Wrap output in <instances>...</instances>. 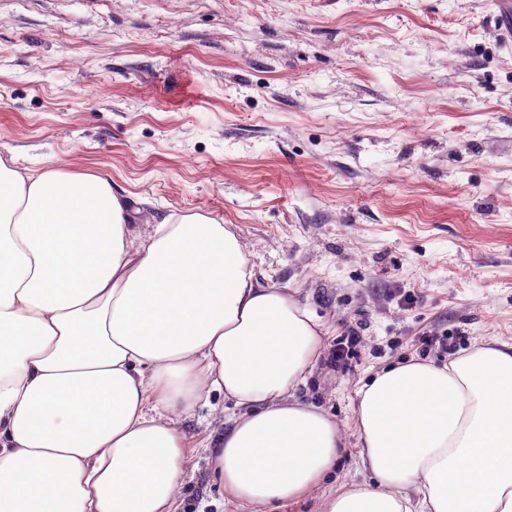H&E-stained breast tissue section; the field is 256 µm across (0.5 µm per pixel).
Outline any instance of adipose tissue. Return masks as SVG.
Segmentation results:
<instances>
[{
  "label": "adipose tissue",
  "instance_id": "1",
  "mask_svg": "<svg viewBox=\"0 0 512 512\" xmlns=\"http://www.w3.org/2000/svg\"><path fill=\"white\" fill-rule=\"evenodd\" d=\"M127 221L109 177L0 157V512H176L180 421L215 394L225 501L307 498L346 444L296 397L321 325L215 219L169 214L137 249ZM353 423L370 478L323 512H512V341L379 370Z\"/></svg>",
  "mask_w": 512,
  "mask_h": 512
}]
</instances>
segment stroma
<instances>
[{
	"label": "stroma",
	"instance_id": "stroma-1",
	"mask_svg": "<svg viewBox=\"0 0 512 512\" xmlns=\"http://www.w3.org/2000/svg\"><path fill=\"white\" fill-rule=\"evenodd\" d=\"M498 0H0V157L107 174L143 245L170 213L230 225L340 372L298 396L351 428L383 366L512 340V40ZM432 338L420 346L419 337ZM223 398L181 427L178 512L212 480ZM347 447L321 512L362 481ZM346 341V345H344ZM359 343V336H355L354 334L351 336H346L344 339L336 342V348L329 351L327 356V364L331 368L338 371L339 369L344 368V359L345 357H349L353 354L354 347ZM347 348V350H346Z\"/></svg>",
	"mask_w": 512,
	"mask_h": 512
}]
</instances>
